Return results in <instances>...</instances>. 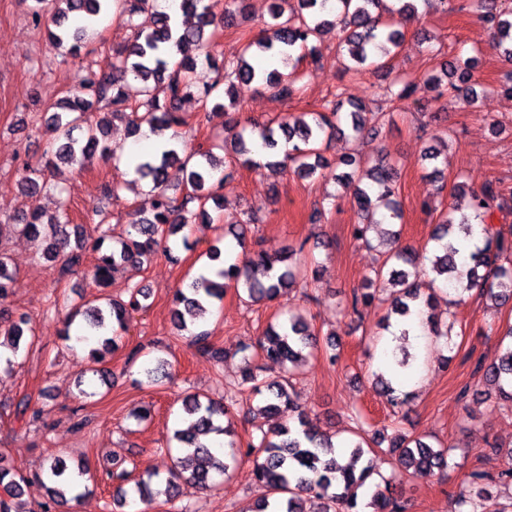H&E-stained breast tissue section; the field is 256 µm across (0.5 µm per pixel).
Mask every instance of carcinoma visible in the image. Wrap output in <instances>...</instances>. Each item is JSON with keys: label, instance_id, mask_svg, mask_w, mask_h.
<instances>
[{"label": "carcinoma", "instance_id": "1", "mask_svg": "<svg viewBox=\"0 0 512 512\" xmlns=\"http://www.w3.org/2000/svg\"><path fill=\"white\" fill-rule=\"evenodd\" d=\"M248 0H224V23L228 24L243 13ZM215 4L204 0H179L178 10L185 17L182 27L174 24L170 14L158 9L156 0H34L32 20L37 28H45L51 47L64 56L77 57L89 36L97 31L103 17L122 22L131 30L128 42L112 50L108 69H86L77 86L69 90L57 103L49 106L53 114L46 122L48 134L41 159L21 162L20 191L29 198L37 196L48 186L47 172L68 166L85 164L99 155L107 158L112 148L107 142L110 119L126 122L129 134L137 137L143 128L156 135L172 131L174 143L160 155L139 162L135 171L139 178L151 184L150 216L134 221L120 233L98 224L92 231L69 232L61 218L47 213L33 204L13 218L14 230L35 242L42 258L61 262L63 273L78 271L87 256L94 257V282L100 288L108 286L120 269L150 264L159 248L167 255L182 247L190 248L187 236L181 232L201 220L211 221L208 203L220 207L224 179L214 180L224 164V158L209 150L189 154L179 151L180 128L188 124L181 113V103L192 97L200 104L196 113L199 123L211 120V111L224 110V127L231 131L230 145L235 158L243 165L255 166L253 150L248 146L244 131L237 130L238 122L231 117L235 100L224 103L221 86L236 81L254 83L260 89L274 92L288 100L295 95L296 78L277 70H257L247 56H265L273 51L292 56L300 51L303 57H314V41L322 33L340 25L338 59L344 72L359 75L368 70H382V58L398 51L405 34L404 22L417 13L415 0H270L269 20L264 22L261 35L248 41L231 59L218 65L212 53L218 18ZM473 9L477 17L490 25L497 38L504 60L512 63V8L502 0H470L458 5V10ZM205 61L217 72L207 86L198 87L192 73L200 61ZM476 60L466 58L451 62L438 72L424 76L423 85L438 100L450 91L462 97L470 107L479 99L475 89ZM137 82L139 99L133 101L126 87ZM417 83L407 80L398 90L385 88L386 95L399 101L411 98ZM336 101L327 111L288 113L275 122L261 127L262 147L274 151L283 140L292 145L284 158L269 160L263 167L274 171L291 172L301 179H313L327 165L317 144L337 135L358 139L385 124L387 113L368 109L363 103L346 96L344 89L335 94ZM79 129L82 135L73 136ZM342 172L336 174V183L353 190V201L358 209V222L352 225L354 240L379 251L383 259L373 275L353 290L345 308L360 313V307L371 304L377 281L389 278L393 289L381 326H392V318L417 314L420 325L429 336L449 338L455 328L451 306L466 293L476 292L480 298L505 307L512 304V237H506L493 224L498 212L512 210V188L499 180H489L470 192L468 207L473 221L458 224L453 208L440 212L432 231V247L420 252L400 241L394 232L385 247L372 244L369 231L376 225V215L383 208L394 224L402 223L403 213L397 200L395 169L383 159L370 161L360 152L344 155L336 163ZM182 174L184 192L180 196L167 192L170 170ZM254 217L248 213L224 218L232 225L233 236L243 245L251 230ZM482 232V245L466 254L457 249L451 235L470 239L474 226ZM303 247L290 245L278 255L259 251L249 255L245 264L227 263L214 271V277L201 275L174 291L172 325L178 334L189 338V343L203 353L220 360L223 351L209 342L206 331H198L194 324L210 312L224 292L232 288L243 293L251 303L272 302L304 278L306 260L301 257ZM17 273L10 257L0 247V302L14 292ZM127 299L107 298L105 306L96 304L83 311H71L63 322L62 336L71 338L72 325L82 317L81 329L89 336L98 337L100 346L89 350L94 362L103 360V354L118 348V341L127 331L132 312L147 307L148 294L142 287L127 290ZM448 296V309L437 306L439 296ZM501 337L502 350L494 363L478 365L485 383L495 391L497 399L512 404V324L504 330H495ZM35 336L29 318L20 314L6 322L0 320V346H8L18 353L31 346L26 336ZM316 333L311 325L295 317L271 323L253 345L238 349L244 363L242 382L224 388V401L205 399L190 394L182 400L183 413L195 418L185 429L172 430V440L179 450L180 471L166 477L147 472L137 479L131 472L115 470L108 478L121 495V505L137 498L148 503L162 495L172 502L183 496L182 486L195 485L212 488L217 485L213 474L230 475L244 457L253 458V476L266 486L270 495L259 499L239 512H405L404 504L393 496V485L372 482L373 469L366 458L363 427L352 432L341 443L350 449L347 461L336 457L333 435L322 430L309 418L300 403L292 378L258 381L254 361L282 367L296 366L314 354ZM392 378L382 372L373 373L374 388L393 407L409 405L412 394L393 384L410 367L409 355L400 356L394 349L383 351ZM250 385L252 394L260 397L257 411L267 418L277 415L281 408L297 414L294 427L278 423L247 444L241 451L240 443L230 439L224 443L228 452L218 457L211 444L202 437L231 435L229 426L219 424L228 416L229 406L236 402L241 387ZM17 412L28 423L43 419L45 409L33 408L29 400L17 403ZM375 445L388 443L389 452L399 468L413 475H423L434 469L448 467V448L435 445L420 437L396 433L389 437L375 431ZM66 461L50 459L46 476H27L0 463V512H13L12 500L37 493L48 497L39 503L41 512H52L51 503L66 499L59 483L70 480L66 475ZM497 482L512 483V471L496 477L481 471H472L455 495L454 512H465L464 507L478 499L491 500L489 487Z\"/></svg>", "mask_w": 512, "mask_h": 512}]
</instances>
